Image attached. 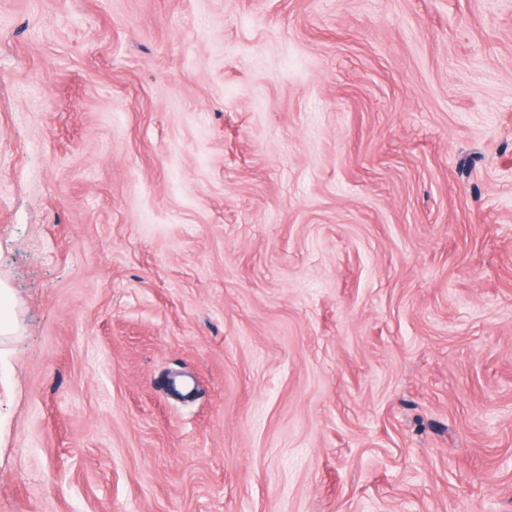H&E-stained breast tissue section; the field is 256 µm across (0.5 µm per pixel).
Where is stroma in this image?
I'll return each mask as SVG.
<instances>
[{
	"instance_id": "35a3bbf8",
	"label": "stroma",
	"mask_w": 512,
	"mask_h": 512,
	"mask_svg": "<svg viewBox=\"0 0 512 512\" xmlns=\"http://www.w3.org/2000/svg\"><path fill=\"white\" fill-rule=\"evenodd\" d=\"M0 512H512V0H0Z\"/></svg>"
}]
</instances>
